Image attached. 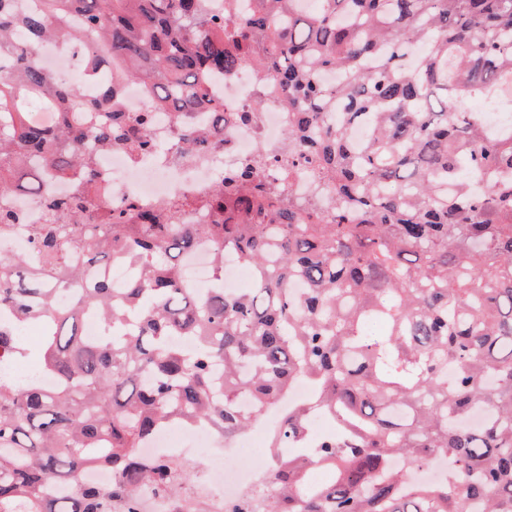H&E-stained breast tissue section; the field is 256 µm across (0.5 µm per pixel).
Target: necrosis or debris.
Listing matches in <instances>:
<instances>
[{
	"mask_svg": "<svg viewBox=\"0 0 512 512\" xmlns=\"http://www.w3.org/2000/svg\"><path fill=\"white\" fill-rule=\"evenodd\" d=\"M78 56L77 50L61 49L55 42L42 44L38 51L40 62L49 72L78 87L86 97H95L98 88L82 81L76 63ZM209 93L224 106V127L219 131L214 130L208 109L192 112L179 124L143 87L121 85V109L151 113L152 145L142 153L119 147H93L95 178L91 194L100 206L132 198L142 207L154 208L162 201L201 198L223 181L225 173L258 152H265L270 159L277 157L288 120L284 93L270 77L258 76L246 66L233 74L215 73L210 77ZM244 112L255 113V122L241 121ZM196 130L209 131V138L196 144L191 156L177 153V145ZM75 186L74 179L48 177L35 193L12 195L7 204L22 213L25 221L0 235V254L28 252V227L43 223L45 198L69 195ZM215 441L209 428L195 426L181 429L175 438L160 434L142 454L147 459L186 457L210 451ZM266 474L263 467L226 468L221 462H213L202 487L205 512H224L226 504L238 500L253 486L265 483Z\"/></svg>",
	"mask_w": 512,
	"mask_h": 512,
	"instance_id": "1",
	"label": "necrosis or debris"
}]
</instances>
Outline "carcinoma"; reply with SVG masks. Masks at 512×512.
Returning a JSON list of instances; mask_svg holds the SVG:
<instances>
[{"instance_id":"cac0c4a2","label":"carcinoma","mask_w":512,"mask_h":512,"mask_svg":"<svg viewBox=\"0 0 512 512\" xmlns=\"http://www.w3.org/2000/svg\"><path fill=\"white\" fill-rule=\"evenodd\" d=\"M252 2L240 18L224 0L214 18L207 0H0V197L31 171L89 176L90 137L151 145L149 113L99 117L123 82L179 121L209 105L219 128L207 78L251 64L288 107L281 176L260 158L225 174L204 201L213 223L126 200L89 224L98 205L79 186L45 203L70 223L31 225L29 254L0 259V311L43 328L32 352L0 323V366L33 358L59 379L52 391L0 383V512H143L140 481L189 482L177 460L149 469L139 455L164 427L235 435L303 379L313 395L271 437L269 487L224 512H512V126L489 129L469 107L512 108V92L497 93L512 83V0ZM50 38L80 47L96 98L42 67ZM38 108L58 125L29 121ZM358 123L362 143L347 134ZM301 166L320 193H285ZM202 243L252 267V287H184ZM75 254L129 269L123 287H82ZM63 284L76 290L67 309L54 301ZM88 311L106 327L95 340ZM319 410L338 431L314 441ZM438 455L446 478L402 492ZM92 464L112 485L80 484ZM47 482L75 493L47 502Z\"/></svg>"}]
</instances>
